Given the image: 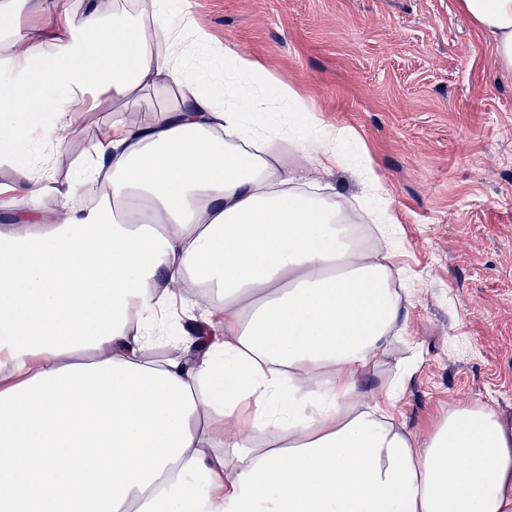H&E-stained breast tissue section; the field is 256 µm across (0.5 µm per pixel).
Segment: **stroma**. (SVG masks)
Returning <instances> with one entry per match:
<instances>
[{"instance_id":"35a3bbf8","label":"stroma","mask_w":512,"mask_h":512,"mask_svg":"<svg viewBox=\"0 0 512 512\" xmlns=\"http://www.w3.org/2000/svg\"><path fill=\"white\" fill-rule=\"evenodd\" d=\"M217 45L266 61L328 128H352L391 193L415 293L409 334L367 375L412 380L395 416L421 433L479 401L512 424V71L457 0H173Z\"/></svg>"}]
</instances>
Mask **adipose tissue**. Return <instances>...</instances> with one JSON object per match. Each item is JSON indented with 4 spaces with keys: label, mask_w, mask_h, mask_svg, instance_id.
I'll return each mask as SVG.
<instances>
[{
    "label": "adipose tissue",
    "mask_w": 512,
    "mask_h": 512,
    "mask_svg": "<svg viewBox=\"0 0 512 512\" xmlns=\"http://www.w3.org/2000/svg\"><path fill=\"white\" fill-rule=\"evenodd\" d=\"M459 6L512 70V0ZM165 90L151 119L88 132L58 187L85 113ZM283 137L297 166L267 150ZM352 138L170 0H0V512H512L491 406L415 435L365 388L406 325L396 247L359 244L355 211L299 187ZM357 174L393 226L368 155ZM188 280L223 320L148 359Z\"/></svg>",
    "instance_id": "obj_1"
}]
</instances>
